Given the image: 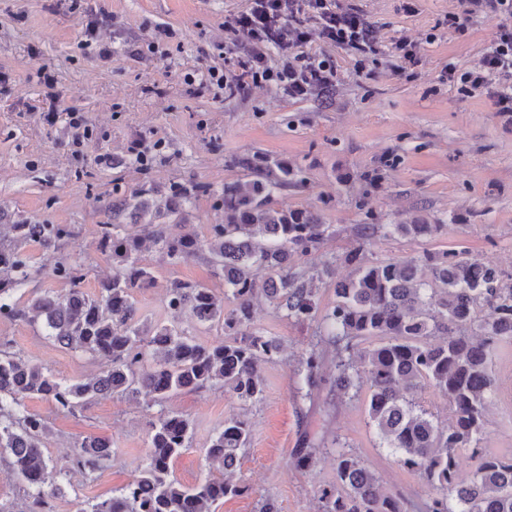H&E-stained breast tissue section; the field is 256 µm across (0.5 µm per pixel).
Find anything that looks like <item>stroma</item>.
Here are the masks:
<instances>
[{"label":"stroma","instance_id":"35a3bbf8","mask_svg":"<svg viewBox=\"0 0 512 512\" xmlns=\"http://www.w3.org/2000/svg\"><path fill=\"white\" fill-rule=\"evenodd\" d=\"M384 43L400 36L421 39L420 63L396 72L383 56L358 70L354 57L329 51L336 64V92L329 102L293 101L273 87L228 98L202 85L208 69L223 68L228 33L224 23L247 0H0V223L63 224L69 236L58 258L79 264L81 286L91 296L112 274V258L98 248L102 225L112 221L113 198L174 184L208 185L187 216L198 236L224 221L218 199L227 181L243 177L235 160L261 152L302 168L306 181L288 185L274 198L280 209H305L333 225L323 246L336 255V274L350 272L343 258L355 245L353 228L365 222L400 224L413 218L444 225L432 240L380 237L365 247L369 261L406 260L446 249L469 251L512 271V117L496 112L484 95L468 96L440 83L446 65L474 66L494 39L500 16L477 15L465 33L445 26L461 13L460 0H357ZM94 36H87V29ZM177 33L160 40L164 29ZM108 55H101V48ZM58 117L46 122L49 103ZM82 118L69 123V112ZM81 147H74L75 138ZM150 153L136 164L131 151ZM32 268L13 300L18 306L69 288L44 248L23 243ZM153 276L136 292L141 318L178 325L196 342L214 344L221 330L178 317L164 304L171 281L208 284L223 293L208 250L169 264L145 244L141 254ZM257 327L281 342L283 361L265 364L261 399L242 402L218 387L186 391L164 406L144 396H100L75 413L60 411L39 395L25 399L30 413L44 418L45 453L64 463L89 435L111 440L112 456L92 475L70 473L53 512H78L85 501L112 496L137 475L147 450L149 424L160 410L189 418L190 447L177 458L173 476L192 485L207 475L223 476L207 458L212 438L230 415L251 424L235 478L246 490L225 499L216 512H259L271 502L276 512H320L319 487L335 480L337 443H345L376 474L385 491L400 493L407 512H421L431 491L415 474L400 469L382 448L359 398H338L321 389L300 401L295 367L311 342L315 324H298L257 305ZM0 345L43 364L59 379L100 372L101 362L61 348L40 325L0 317ZM491 370L499 391L486 421L485 445L512 453V348L496 351ZM324 441L313 470L291 466L307 441Z\"/></svg>","mask_w":512,"mask_h":512}]
</instances>
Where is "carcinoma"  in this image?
<instances>
[{
	"label": "carcinoma",
	"instance_id": "cac0c4a2",
	"mask_svg": "<svg viewBox=\"0 0 512 512\" xmlns=\"http://www.w3.org/2000/svg\"><path fill=\"white\" fill-rule=\"evenodd\" d=\"M238 165L245 177L224 183L220 197L224 223L207 227L209 262L224 281V295L175 280L164 298L175 313L223 329L228 339L215 345L197 343L174 324L140 322L135 297L153 279L140 259L144 241L159 246L172 265L202 248L192 225L172 237L158 220L183 222L196 196L206 192L203 186L173 185L159 198L142 190L112 201V223L98 241L101 251L112 254V278L96 298L80 287L77 266L60 261L55 270L71 288L33 298L26 311L17 309L11 291L30 277L18 245L36 241L53 255L68 230L59 224H13V241L0 242V316L39 319L60 347L107 363L101 374L69 383L42 364L0 349V459L7 463L8 478L25 492L21 512H51L50 501L65 492L67 473L93 474L112 457L111 443L88 436L67 464L56 468L43 449L45 420L24 408L31 395L49 398L67 412L105 394L144 392L160 404L179 392L217 385L244 402L261 399L263 365L281 360L283 353L282 344L254 324L261 272L262 293L277 314L300 324L321 320L336 357L331 391L364 396L381 447L435 491L425 512H512V456L483 446L497 390L489 364L499 347L512 345V273L456 250L372 263L364 247L377 235L435 238L444 225L421 218L359 224L358 245L344 257L351 271L334 281L336 301L321 313L318 283L332 274L336 259L314 267L297 260L321 251L331 225L312 211L273 206L275 193L288 182L304 181L303 170L262 153ZM323 362L315 348L301 356L303 397L320 390ZM427 389L448 401V421L421 404ZM249 437L248 420L224 419L207 451L208 459L224 465V476L184 485L172 477V466L189 447L192 425L162 409L151 423L138 475L119 493L79 512H213L214 505L243 491L233 471ZM463 450L474 461L466 481L458 479L457 470ZM335 466L336 483L319 491L322 512H405L402 497L382 491L375 473L354 454L337 452Z\"/></svg>",
	"mask_w": 512,
	"mask_h": 512
}]
</instances>
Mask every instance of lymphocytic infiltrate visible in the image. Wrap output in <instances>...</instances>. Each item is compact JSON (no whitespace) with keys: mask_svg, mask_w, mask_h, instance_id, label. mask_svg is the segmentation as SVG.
I'll return each instance as SVG.
<instances>
[{"mask_svg":"<svg viewBox=\"0 0 512 512\" xmlns=\"http://www.w3.org/2000/svg\"><path fill=\"white\" fill-rule=\"evenodd\" d=\"M230 29L240 37L236 73L212 69L205 78L228 97L265 85L295 101L327 96L336 85V66L329 56L307 53L316 38L362 61L382 51L375 27L352 0H249ZM440 80L487 95L496 111L512 115V24L499 25L472 69L445 68Z\"/></svg>","mask_w":512,"mask_h":512,"instance_id":"lymphocytic-infiltrate-1","label":"lymphocytic infiltrate"}]
</instances>
